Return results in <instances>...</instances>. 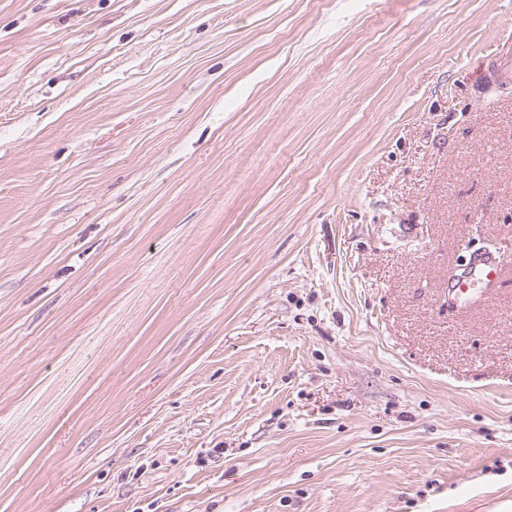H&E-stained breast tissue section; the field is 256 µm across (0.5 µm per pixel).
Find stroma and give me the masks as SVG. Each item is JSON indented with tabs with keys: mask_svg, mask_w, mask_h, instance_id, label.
Returning a JSON list of instances; mask_svg holds the SVG:
<instances>
[{
	"mask_svg": "<svg viewBox=\"0 0 512 512\" xmlns=\"http://www.w3.org/2000/svg\"><path fill=\"white\" fill-rule=\"evenodd\" d=\"M509 37L512 0H0V512H512ZM482 84L508 85L512 81V58L499 57L484 59L481 63ZM503 261V254L483 252L475 255L470 270L460 278L448 282V293L462 303L477 299L482 290L476 292L478 288H470L472 283L480 282L483 288L495 287L496 276L502 268Z\"/></svg>",
	"mask_w": 512,
	"mask_h": 512,
	"instance_id": "obj_1",
	"label": "stroma"
}]
</instances>
